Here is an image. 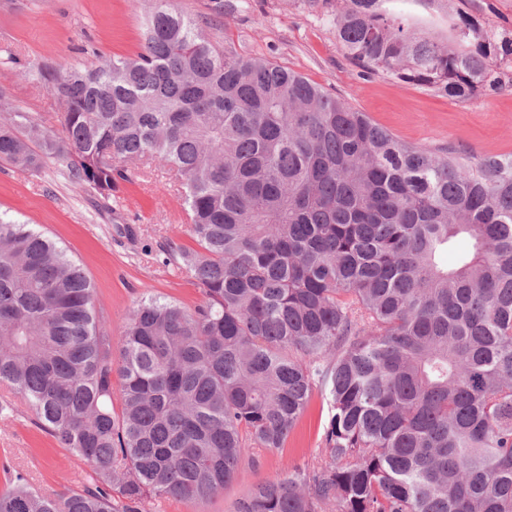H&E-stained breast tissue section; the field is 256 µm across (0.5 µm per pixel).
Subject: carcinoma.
I'll return each mask as SVG.
<instances>
[{"mask_svg":"<svg viewBox=\"0 0 512 512\" xmlns=\"http://www.w3.org/2000/svg\"><path fill=\"white\" fill-rule=\"evenodd\" d=\"M366 73L471 99L512 88V32L458 11L444 42L388 0H302ZM48 131L0 91V159H45L104 200L158 162L185 188L167 259L192 309L141 300L120 358L84 270L0 216V386L90 466L41 494L6 469L0 512H154L224 491L321 390L311 468L236 512H512V155L402 142L301 74L212 41L156 0L141 52L52 77ZM120 381V408L112 400Z\"/></svg>","mask_w":512,"mask_h":512,"instance_id":"1","label":"carcinoma"}]
</instances>
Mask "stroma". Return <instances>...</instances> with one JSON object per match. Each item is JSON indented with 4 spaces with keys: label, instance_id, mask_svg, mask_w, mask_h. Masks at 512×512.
Wrapping results in <instances>:
<instances>
[{
    "label": "stroma",
    "instance_id": "stroma-1",
    "mask_svg": "<svg viewBox=\"0 0 512 512\" xmlns=\"http://www.w3.org/2000/svg\"><path fill=\"white\" fill-rule=\"evenodd\" d=\"M230 3L218 13L215 0H174L185 16L208 20L212 40L302 74L406 143L440 154L451 150L466 163L512 154V89L462 101L365 73L348 58L334 27L301 0ZM154 6L155 0H0V90L18 111L55 128L58 101L48 81L29 76L30 66L38 63L59 74L73 64L134 56L143 18ZM390 7L430 20L442 33L448 7L473 15L488 31H512V0H392ZM183 195L178 182L155 164L140 165L115 203L69 180L54 160L37 172L0 163V210L59 241L83 268L95 288L97 317L112 328L115 353L124 321L142 297L186 307L200 300L186 273L161 249L168 239L193 244ZM3 399L12 402L13 411L0 415V465L27 472L42 493L78 488L89 465L60 447L34 424L28 406L0 387ZM327 415L326 399L313 393L284 447L259 449L244 459L223 493L205 502L164 500L155 512H234L256 485L315 463Z\"/></svg>",
    "mask_w": 512,
    "mask_h": 512
}]
</instances>
